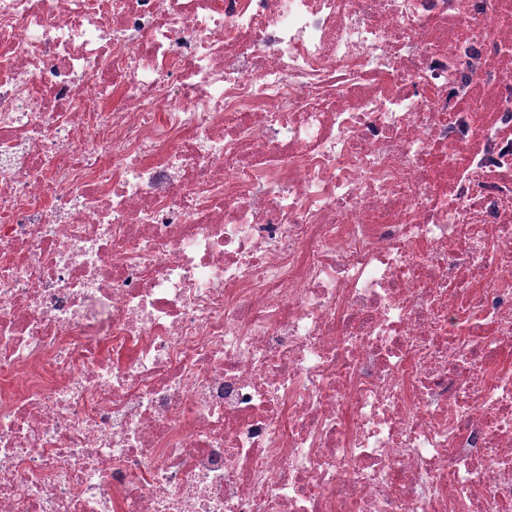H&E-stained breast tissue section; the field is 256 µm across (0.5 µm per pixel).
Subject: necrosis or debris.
Here are the masks:
<instances>
[{
	"label": "necrosis or debris",
	"mask_w": 512,
	"mask_h": 512,
	"mask_svg": "<svg viewBox=\"0 0 512 512\" xmlns=\"http://www.w3.org/2000/svg\"><path fill=\"white\" fill-rule=\"evenodd\" d=\"M0 512H512V0H0Z\"/></svg>",
	"instance_id": "4bbe7bcc"
}]
</instances>
